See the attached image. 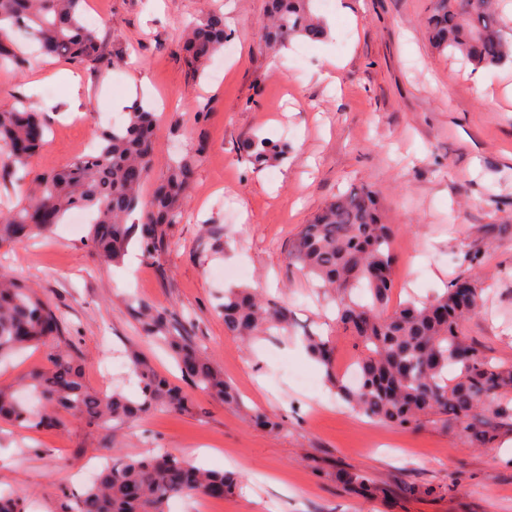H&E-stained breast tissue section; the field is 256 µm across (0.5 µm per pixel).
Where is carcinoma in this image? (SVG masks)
Returning a JSON list of instances; mask_svg holds the SVG:
<instances>
[{
  "label": "carcinoma",
  "mask_w": 512,
  "mask_h": 512,
  "mask_svg": "<svg viewBox=\"0 0 512 512\" xmlns=\"http://www.w3.org/2000/svg\"><path fill=\"white\" fill-rule=\"evenodd\" d=\"M312 2L268 0L264 45L276 48L294 37L324 35ZM83 3L0 0V67L26 62L12 41V34L22 31L46 56L89 64L100 73L111 70L118 57L106 53L96 32L83 25ZM503 24L498 0H432L425 21L434 50L460 56L476 69L512 60V41L504 38ZM224 39V13L219 10L188 25L182 46L188 65L201 69L224 47ZM157 121L154 112L139 105L124 124L101 135L95 150L41 172L32 161L46 142L45 124L23 105L0 108V151L7 167L0 187L20 193L14 208L0 211V246L51 232L52 226L34 223L40 210L59 224L78 209L91 214L86 247L102 261L120 262L133 244L146 259L165 251L192 183L194 159L176 161L165 183L150 199L142 198V186L152 172ZM285 148L286 143L269 138L251 144L258 161L280 156ZM393 235L381 218L376 193L365 188L330 201L302 226L289 255L318 280L336 309V323L356 340V381L334 373L332 341L309 334L303 337L304 346L353 413L403 429H417L437 417L461 428L469 447H487L502 431L512 430V365L491 361L464 335L465 322L479 312L481 282L476 276H458L441 294L390 306L397 262ZM127 308L142 336L168 346L185 382L222 404L239 405L235 388L194 344L174 310L133 297ZM218 310L225 330L244 344L290 332L288 307L247 287L224 290ZM39 345L50 346L46 364L29 371L18 387H0L1 423L34 431L64 428L71 418L123 426L156 410L180 412L190 405L188 393L133 347L126 348L124 357L137 394L91 390L82 354L67 342L53 302L1 272L0 357ZM21 389L35 394L41 408L24 403L18 396ZM248 422L280 427L275 416L262 411L251 412ZM339 479L367 496L394 494L361 471H346ZM237 482L234 474L196 466L163 449L106 464L98 482L77 495L69 512H169L176 497L222 499Z\"/></svg>",
  "instance_id": "cac0c4a2"
}]
</instances>
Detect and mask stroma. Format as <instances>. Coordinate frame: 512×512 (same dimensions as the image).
Segmentation results:
<instances>
[{
  "mask_svg": "<svg viewBox=\"0 0 512 512\" xmlns=\"http://www.w3.org/2000/svg\"><path fill=\"white\" fill-rule=\"evenodd\" d=\"M267 0H86L85 18L104 48L119 54L104 74L33 55L0 70V107L26 101L51 133L35 158L59 168L112 121L138 105L158 109L151 196L171 160L196 155L185 216L157 261L130 252L98 262L87 227L57 225L50 236L0 248V271L25 280L57 307L84 356L88 386L102 388L109 348L138 346L172 381L180 373L157 343L139 335L126 298L176 309L193 340L239 391L229 407L190 390L189 412L157 411L115 427L79 420L39 433L0 425V489L28 512H67L83 487L76 467L121 454L175 450L188 461L239 472L224 512H512V435L468 447L442 422L416 430L374 422L331 401L324 369L300 343L312 332L336 346V373L355 347L337 328L332 303L288 251L302 224L340 193L370 187L395 230L394 303L443 291L481 261L483 305L465 334L492 360L512 364V62L483 69L491 103L475 92L472 65L436 52L424 26L431 0H343L317 4L327 35L272 51L261 42ZM223 7L235 46L222 71L197 74L182 54L186 23ZM335 71L336 80L324 74ZM89 108L69 113L72 86ZM258 137L288 142L285 156L254 163ZM164 265L160 278L156 265ZM243 268V285L292 312L288 338L243 344L216 312ZM260 409L283 423L250 425ZM376 483L433 485L437 494L397 498L393 508L346 490L340 470Z\"/></svg>",
  "mask_w": 512,
  "mask_h": 512,
  "instance_id": "1",
  "label": "stroma"
}]
</instances>
